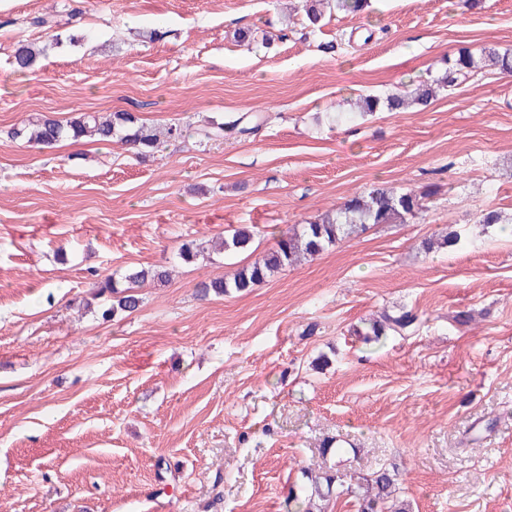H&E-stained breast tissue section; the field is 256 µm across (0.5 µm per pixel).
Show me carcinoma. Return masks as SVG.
Wrapping results in <instances>:
<instances>
[{"label": "carcinoma", "instance_id": "carcinoma-1", "mask_svg": "<svg viewBox=\"0 0 512 512\" xmlns=\"http://www.w3.org/2000/svg\"><path fill=\"white\" fill-rule=\"evenodd\" d=\"M327 6L343 14H358L367 7V0H300L298 11L302 12L308 24L317 26ZM45 48L34 43H22L14 53V63L20 71L31 69ZM486 67H493L502 73H512V51H500L496 47H484L479 54L464 49L448 60V69L436 83L420 82L408 92L393 93L381 99L375 96L359 98L355 109L361 115H370L380 110L397 112L409 106L426 107L440 88H451L459 81ZM253 132L246 117L228 122L209 123L201 130V141H221L225 137ZM11 138L28 143L52 146L63 140L78 142L92 138L99 142L121 143L141 156L155 153L160 145V133L140 121L132 112H113L102 116L96 112H84L63 123L42 115L34 120L22 122L11 131ZM424 195L412 191H397L383 184L373 186L368 192L346 199L335 211L293 228L279 236L274 248L262 257L239 267L228 279H212L198 285L199 293L223 296L230 291L247 294L265 284L280 270L291 266L300 259H314L335 246L339 241L366 231L374 224L403 223L418 214L423 208ZM512 223L496 209L480 213L477 224L488 228L496 224ZM253 232L238 228L221 243L224 251H242L249 247ZM460 235L449 231L445 235L424 243V250L448 249L458 245ZM165 269L141 268L125 275L127 286L119 288L116 281L107 277L94 283L93 295L112 299V304L103 309L102 318L108 319L119 312H132L141 299L135 288L150 280L156 283L168 281ZM416 315L404 311L396 317L386 316L382 320L372 319L364 333L366 339L378 341L387 335L411 324ZM305 480L303 493L294 497L295 512H322L319 502L328 498L349 495L354 498L356 512H410V503L396 496L398 472L385 464L370 474L358 476L339 469H310L302 473Z\"/></svg>", "mask_w": 512, "mask_h": 512}]
</instances>
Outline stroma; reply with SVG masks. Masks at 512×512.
I'll return each mask as SVG.
<instances>
[{
	"label": "stroma",
	"instance_id": "35a3bbf8",
	"mask_svg": "<svg viewBox=\"0 0 512 512\" xmlns=\"http://www.w3.org/2000/svg\"><path fill=\"white\" fill-rule=\"evenodd\" d=\"M291 4L0 0V512H290L304 467L379 459L412 512H512V237L476 224L512 215V76L328 118L432 80L460 49L512 50V0H371L315 31ZM42 15L58 27L30 25ZM22 41L45 48L25 73ZM81 112L183 134L146 158L8 137ZM245 113L265 118L253 134L199 144ZM381 182L423 210L251 293L198 297ZM240 227L247 250L215 249ZM451 228L460 247L424 251ZM140 267L171 277L102 319L90 284ZM407 310L417 322L381 343L354 333ZM331 438L345 452L321 456Z\"/></svg>",
	"mask_w": 512,
	"mask_h": 512
}]
</instances>
